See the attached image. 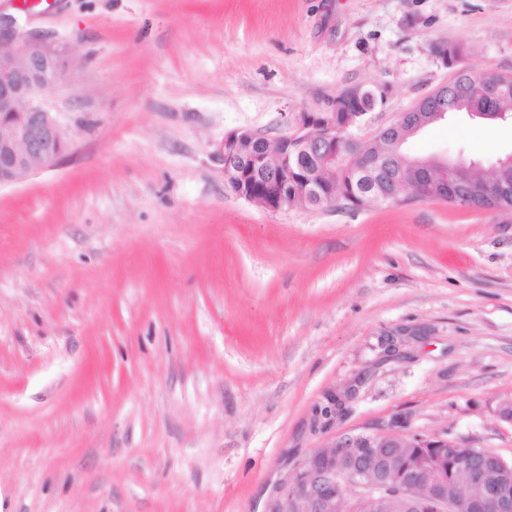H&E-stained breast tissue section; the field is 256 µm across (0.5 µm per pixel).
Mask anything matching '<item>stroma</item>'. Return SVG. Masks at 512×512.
<instances>
[{"label":"stroma","instance_id":"obj_1","mask_svg":"<svg viewBox=\"0 0 512 512\" xmlns=\"http://www.w3.org/2000/svg\"><path fill=\"white\" fill-rule=\"evenodd\" d=\"M21 2L0 14L73 62L45 93L71 144L0 187V512H266L312 450L382 426L512 461V209L407 186L271 211L216 156L350 86L386 92L370 143L452 78L435 43L512 71V0ZM406 149L492 158L512 123Z\"/></svg>","mask_w":512,"mask_h":512}]
</instances>
